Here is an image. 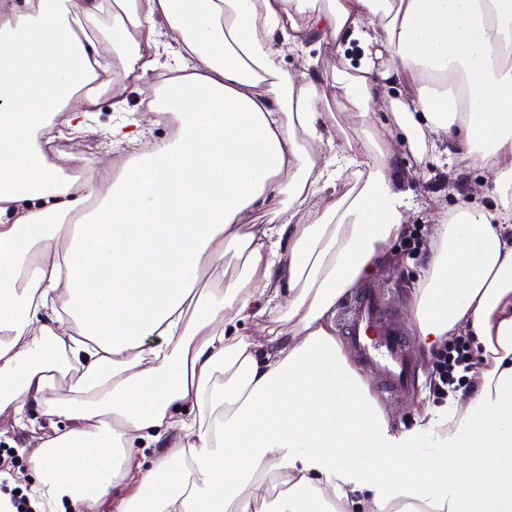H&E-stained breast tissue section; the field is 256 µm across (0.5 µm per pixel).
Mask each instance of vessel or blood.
<instances>
[{
    "instance_id": "b4317fda",
    "label": "vessel or blood",
    "mask_w": 512,
    "mask_h": 512,
    "mask_svg": "<svg viewBox=\"0 0 512 512\" xmlns=\"http://www.w3.org/2000/svg\"><path fill=\"white\" fill-rule=\"evenodd\" d=\"M343 328L360 362L377 372L382 392L398 396L413 388L420 368L403 324L378 288H367L342 310Z\"/></svg>"
}]
</instances>
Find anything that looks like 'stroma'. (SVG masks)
<instances>
[{"instance_id": "35a3bbf8", "label": "stroma", "mask_w": 512, "mask_h": 512, "mask_svg": "<svg viewBox=\"0 0 512 512\" xmlns=\"http://www.w3.org/2000/svg\"><path fill=\"white\" fill-rule=\"evenodd\" d=\"M305 55L317 60L315 69L319 76L322 104L330 109L326 123L332 143L327 146V153L357 144L360 117L354 106L336 91V53L333 47L308 45L303 50L288 52L281 62L283 70L297 75L299 62ZM123 98L122 106L117 108L111 97H103L81 131L74 132L64 126L53 129L55 149L72 156L74 168L94 166L104 161L111 163L113 171L118 172L135 153L136 148L132 145L118 150L111 148L109 139L104 136L106 128L134 121L146 107L143 88L128 86ZM398 163L412 192V210L403 232L392 242V261L375 282L399 318L405 321L410 314L412 289L425 267L436 224L447 218L449 211L461 201L471 200L472 188L480 181L481 174L477 168L461 165L446 172L437 168L432 156L420 159L407 150L402 152ZM417 358L424 369L417 393L382 402L391 416L393 428L398 431L411 428L434 403L429 391L433 358L423 352L418 353ZM28 418L29 425L23 427L15 425L11 419L0 418V461L11 467L18 486L23 488L29 481V459L37 436L36 429L48 424L47 417L35 407L29 409Z\"/></svg>"}]
</instances>
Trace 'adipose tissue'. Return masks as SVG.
<instances>
[{
  "label": "adipose tissue",
  "instance_id": "1",
  "mask_svg": "<svg viewBox=\"0 0 512 512\" xmlns=\"http://www.w3.org/2000/svg\"><path fill=\"white\" fill-rule=\"evenodd\" d=\"M162 27L180 64L155 82ZM309 42L361 49L336 84L362 119L388 110L403 144L491 186L437 225L410 309L425 352L468 337L477 390L401 432L332 317L411 192L366 124L320 159L317 77L279 64ZM130 84L173 138L113 129L143 146L117 175L50 160L57 124ZM261 209L281 223H248ZM228 247L240 276L198 291ZM256 310L260 340L240 331ZM32 405L51 432L29 498L49 512H96L134 472L118 512H512V0H0V416Z\"/></svg>",
  "mask_w": 512,
  "mask_h": 512
}]
</instances>
